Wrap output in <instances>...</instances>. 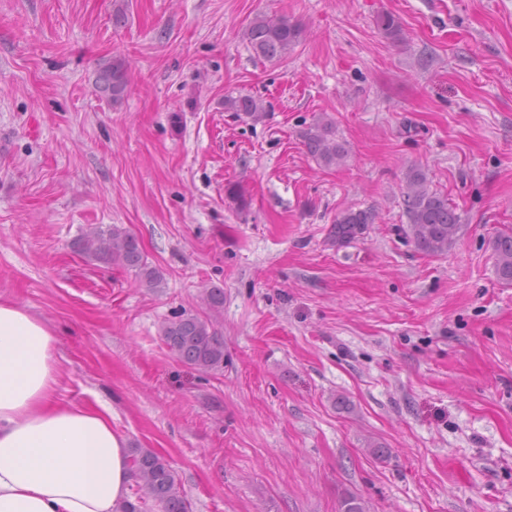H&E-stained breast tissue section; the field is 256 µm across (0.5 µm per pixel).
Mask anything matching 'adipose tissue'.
Returning a JSON list of instances; mask_svg holds the SVG:
<instances>
[{"instance_id": "1", "label": "adipose tissue", "mask_w": 512, "mask_h": 512, "mask_svg": "<svg viewBox=\"0 0 512 512\" xmlns=\"http://www.w3.org/2000/svg\"><path fill=\"white\" fill-rule=\"evenodd\" d=\"M56 341L0 303V512H117L131 482L125 440L108 407L56 402Z\"/></svg>"}]
</instances>
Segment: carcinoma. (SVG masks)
Wrapping results in <instances>:
<instances>
[{
  "instance_id": "obj_1",
  "label": "carcinoma",
  "mask_w": 512,
  "mask_h": 512,
  "mask_svg": "<svg viewBox=\"0 0 512 512\" xmlns=\"http://www.w3.org/2000/svg\"><path fill=\"white\" fill-rule=\"evenodd\" d=\"M383 34L392 40L402 36V29L393 16L379 18ZM302 29L283 15L259 14L246 30L254 53L264 58L285 57L298 43ZM102 90L112 103L122 101L130 92L129 67L114 59L102 70ZM224 111L240 118L260 119L266 106L251 95L224 96ZM304 146L315 162L325 168L339 167L347 161L346 144L336 139L335 122L327 119L309 125L302 134ZM403 203L409 218V229L418 250L427 255L448 252L460 228L459 217L448 197L432 191L424 172L407 173ZM373 211L348 208L336 216V242H348L375 223ZM85 257L104 264H119L135 272L147 288L162 287L163 276L149 265L137 237L126 227L112 224L105 228L90 226L75 242ZM495 270L500 281L512 285V228L500 231L492 240ZM161 336L169 350L181 361L201 372L217 370L224 365V337L220 336L207 316L182 313L161 326ZM130 470L136 485L135 501L125 500L119 512H144L152 502L160 512H189L176 474L170 464L149 448L130 449Z\"/></svg>"
}]
</instances>
